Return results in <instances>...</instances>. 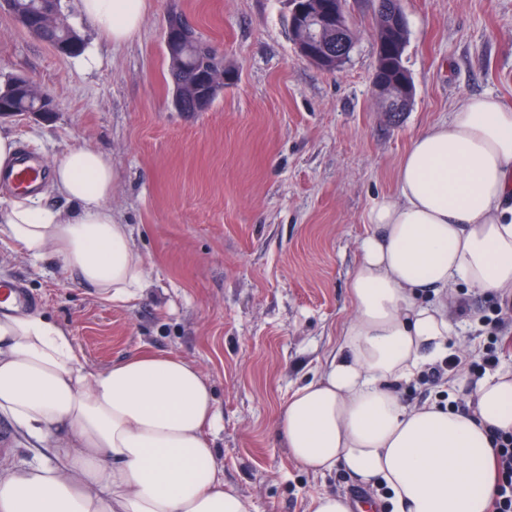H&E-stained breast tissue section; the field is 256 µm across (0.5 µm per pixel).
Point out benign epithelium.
I'll return each mask as SVG.
<instances>
[{"mask_svg":"<svg viewBox=\"0 0 512 512\" xmlns=\"http://www.w3.org/2000/svg\"><path fill=\"white\" fill-rule=\"evenodd\" d=\"M289 32L300 57L324 70H334L346 61L354 48V36L347 28V16L343 0H288ZM84 39L73 31L64 41L52 43L54 49L72 57L83 50ZM164 47L174 73L186 70L184 53L193 52L194 76L179 82L174 108L182 111L185 102L191 103V111L204 112L212 100L224 93L226 73L213 65L207 43L203 42L182 16L171 15L164 27ZM20 93L35 108L30 115L43 118L55 112L54 101L45 96L42 88L24 76L13 82ZM372 95L381 111L401 115L410 111L414 101V85L411 77L398 82H388L375 71L371 81Z\"/></svg>","mask_w":512,"mask_h":512,"instance_id":"benign-epithelium-1","label":"benign epithelium"}]
</instances>
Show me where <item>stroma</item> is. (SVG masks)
<instances>
[{
	"label": "stroma",
	"mask_w": 512,
	"mask_h": 512,
	"mask_svg": "<svg viewBox=\"0 0 512 512\" xmlns=\"http://www.w3.org/2000/svg\"><path fill=\"white\" fill-rule=\"evenodd\" d=\"M85 39L69 58L0 12V77L23 75L54 97L49 120L0 118V132L52 166L73 148L102 151L110 205L145 257L149 286L123 305L102 300L51 260L24 257L0 236V281L20 279L30 310L66 327L88 366L143 350L193 363L211 382L210 437L224 480L254 512H310L322 491L354 496L343 469L299 466L276 426L289 393L320 367L355 309L348 282L376 201L398 194L411 140L448 120L462 98L491 93L512 106V0H401L415 86L409 112H381L370 83L376 0H346L358 40L343 68L300 58L288 0H147L136 36L115 45L70 0ZM186 17L232 78L204 112L170 104L163 25ZM456 352L467 364L488 343L490 292L460 288ZM472 373V382L480 380ZM416 376L405 404L471 402Z\"/></svg>",
	"instance_id": "obj_1"
}]
</instances>
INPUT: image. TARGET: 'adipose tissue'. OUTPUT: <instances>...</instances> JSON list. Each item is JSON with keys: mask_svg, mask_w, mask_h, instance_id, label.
<instances>
[{"mask_svg": "<svg viewBox=\"0 0 512 512\" xmlns=\"http://www.w3.org/2000/svg\"><path fill=\"white\" fill-rule=\"evenodd\" d=\"M146 0H81L113 44L132 40ZM111 163L75 148L42 195L0 211V235L30 258H53L105 301L148 286L128 225L108 204ZM399 193L371 208L349 288L356 315L318 373L282 404L277 428L303 468L343 467L385 512H487L494 430L512 432V372L473 385L474 409L405 405L401 385L443 361L458 337L448 300L460 286L512 291V107L480 95L414 137ZM0 413L30 455L0 456V512H251L228 488L207 437L208 380L192 363L151 351L90 369L48 315L0 309Z\"/></svg>", "mask_w": 512, "mask_h": 512, "instance_id": "1", "label": "adipose tissue"}]
</instances>
